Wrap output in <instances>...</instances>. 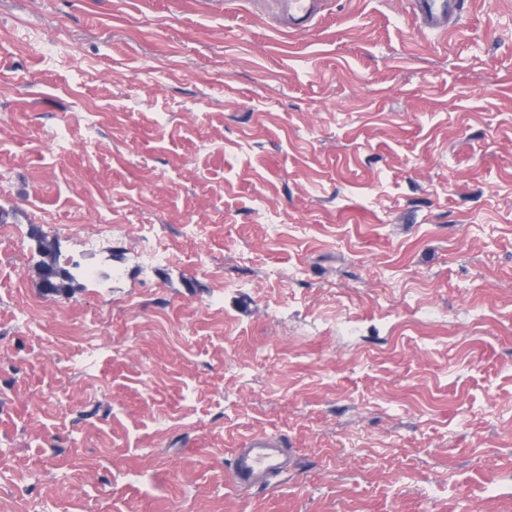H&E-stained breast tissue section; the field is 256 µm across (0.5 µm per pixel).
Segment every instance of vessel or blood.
I'll return each mask as SVG.
<instances>
[{
	"label": "vessel or blood",
	"mask_w": 512,
	"mask_h": 512,
	"mask_svg": "<svg viewBox=\"0 0 512 512\" xmlns=\"http://www.w3.org/2000/svg\"><path fill=\"white\" fill-rule=\"evenodd\" d=\"M465 0H408L410 12L425 31L451 32L460 18ZM324 0H280L278 32L301 34L312 28L323 10ZM286 443L263 431L250 435L236 449L230 467L233 483L241 488L263 486L287 469Z\"/></svg>",
	"instance_id": "1"
}]
</instances>
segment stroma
<instances>
[{"label": "stroma", "instance_id": "35a3bbf8", "mask_svg": "<svg viewBox=\"0 0 512 512\" xmlns=\"http://www.w3.org/2000/svg\"><path fill=\"white\" fill-rule=\"evenodd\" d=\"M0 512H512V0H0ZM323 0H280V16L276 30L285 34H301L312 28L323 10ZM465 0H408L410 12L425 31L447 35L460 18ZM287 467L285 440L260 431L250 435L242 448H235L230 475L236 486L254 488L266 485Z\"/></svg>", "mask_w": 512, "mask_h": 512}]
</instances>
